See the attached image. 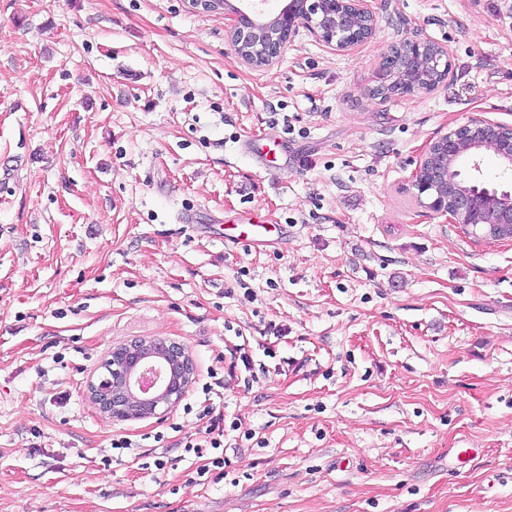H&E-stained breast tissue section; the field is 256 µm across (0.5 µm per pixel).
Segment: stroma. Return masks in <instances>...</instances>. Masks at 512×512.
Returning <instances> with one entry per match:
<instances>
[{"instance_id":"1","label":"stroma","mask_w":512,"mask_h":512,"mask_svg":"<svg viewBox=\"0 0 512 512\" xmlns=\"http://www.w3.org/2000/svg\"><path fill=\"white\" fill-rule=\"evenodd\" d=\"M230 2L0 0V512H512V239L412 186L441 134L512 127V0H368V42L302 27L267 69ZM426 38L447 80L371 98L382 53ZM241 212L285 237L225 241ZM149 336L193 383L162 419L103 418L89 382ZM207 399L226 464L199 484Z\"/></svg>"}]
</instances>
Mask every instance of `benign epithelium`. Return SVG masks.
Listing matches in <instances>:
<instances>
[{"mask_svg": "<svg viewBox=\"0 0 512 512\" xmlns=\"http://www.w3.org/2000/svg\"><path fill=\"white\" fill-rule=\"evenodd\" d=\"M349 13L358 14L365 20L364 28L358 30L355 36L343 35L338 31L342 18ZM265 18V10L253 4L251 9L241 12L227 30L228 41L234 50H243L238 58L247 65L254 60L263 61L265 68L277 63L292 35L304 23L321 41L339 52H347L367 40L375 28V17L368 8L367 0H301L298 9L287 3L275 14L276 25L271 29L263 28ZM408 48L416 57L430 48L443 62H448V49L432 40L412 41L408 43ZM422 90L421 85L410 80L394 89H387L381 86L378 78L371 88L372 96L381 99L411 96ZM495 126L496 123L486 120L469 121L428 144L414 175L416 197H421L422 193L432 187L431 183L421 178V173L438 157L445 162H452L456 157L465 155L470 164V173L466 177L467 191L456 192L450 184L446 192L435 191L425 207L438 214L448 215V221L452 224H483L489 210L496 212V223L512 224V191L485 187L479 178L481 155L470 153L472 141L485 138V134L495 129ZM151 343L153 340L144 338L112 347L103 361L105 376L88 384L90 399L114 422L164 417L180 403L194 380L192 357L183 345L170 343L167 348L179 361L183 377L176 381L163 379L157 385V390L164 397L142 411L136 409L127 395H145L141 390L137 347L146 348Z\"/></svg>", "mask_w": 512, "mask_h": 512, "instance_id": "7a95c632", "label": "benign epithelium"}]
</instances>
